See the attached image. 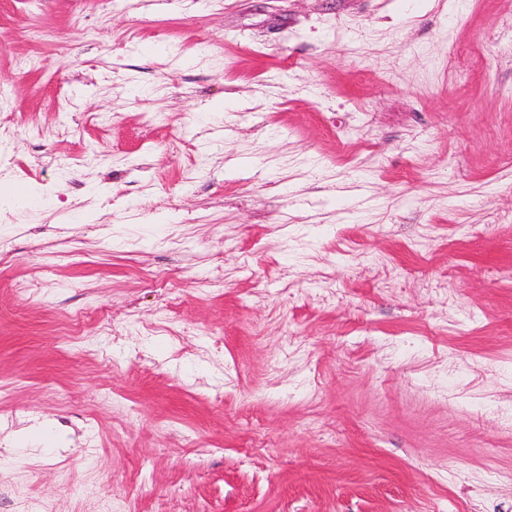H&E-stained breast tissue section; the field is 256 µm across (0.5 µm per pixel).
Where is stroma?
<instances>
[{"label":"stroma","instance_id":"stroma-1","mask_svg":"<svg viewBox=\"0 0 512 512\" xmlns=\"http://www.w3.org/2000/svg\"><path fill=\"white\" fill-rule=\"evenodd\" d=\"M0 512H512V0H0Z\"/></svg>","mask_w":512,"mask_h":512}]
</instances>
